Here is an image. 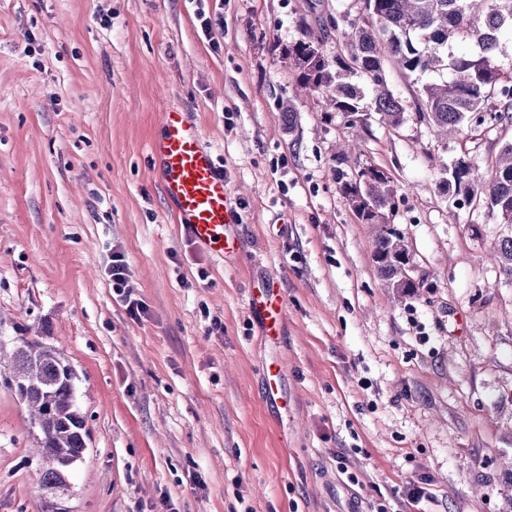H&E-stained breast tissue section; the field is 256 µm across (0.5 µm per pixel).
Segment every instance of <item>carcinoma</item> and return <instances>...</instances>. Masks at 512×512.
Here are the masks:
<instances>
[{"label":"carcinoma","instance_id":"obj_1","mask_svg":"<svg viewBox=\"0 0 512 512\" xmlns=\"http://www.w3.org/2000/svg\"><path fill=\"white\" fill-rule=\"evenodd\" d=\"M358 14L348 19L330 15L322 22L324 35L336 34L340 51L329 56L313 35L282 49L297 72L301 88L318 95L332 112L351 125L365 121L362 89L344 80L360 71L370 80L374 112L391 128L402 124L405 106L389 89L383 70L390 60L400 71L420 75L447 70L449 78L431 81L415 99L418 118L438 136L466 129L512 124V76L495 63L494 52L512 40V0H360ZM468 42L476 51L458 52ZM336 161V184L363 224L375 228L372 260L393 294L412 297L421 280L404 279L413 253L404 234L391 225L397 189L387 173L373 165L356 172ZM438 189L458 205L485 207L488 216L512 228V143L480 165L464 156L444 167ZM499 275L512 282V233L490 246ZM7 384L22 391L38 429V452L50 463L41 485L50 493L69 488L68 468L83 458L87 432L74 379L64 372L61 354L39 340H17L11 354Z\"/></svg>","mask_w":512,"mask_h":512}]
</instances>
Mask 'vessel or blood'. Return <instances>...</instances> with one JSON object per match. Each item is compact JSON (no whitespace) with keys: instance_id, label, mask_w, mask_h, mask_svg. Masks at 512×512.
Instances as JSON below:
<instances>
[{"instance_id":"1","label":"vessel or blood","mask_w":512,"mask_h":512,"mask_svg":"<svg viewBox=\"0 0 512 512\" xmlns=\"http://www.w3.org/2000/svg\"><path fill=\"white\" fill-rule=\"evenodd\" d=\"M161 134L152 144L161 190L179 225L210 252L227 257L238 249L237 216L230 190L212 153L203 145L200 128L187 114L172 108L161 115ZM249 307L265 336H281L285 310L277 285L251 291Z\"/></svg>"}]
</instances>
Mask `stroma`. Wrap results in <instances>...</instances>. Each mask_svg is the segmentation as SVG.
<instances>
[{"instance_id":"1","label":"stroma","mask_w":512,"mask_h":512,"mask_svg":"<svg viewBox=\"0 0 512 512\" xmlns=\"http://www.w3.org/2000/svg\"><path fill=\"white\" fill-rule=\"evenodd\" d=\"M308 2L0 0V340L46 337L87 431L69 492L48 495L38 430L0 376V512H411L423 479V512H512V283L487 258L506 227L435 186L512 126L438 139L413 107L424 77L390 64L400 127L322 112L281 56L317 28ZM169 108L229 183L227 259L178 228L158 183ZM353 139L349 166L398 188L417 297L386 288L374 230L336 188ZM116 250L141 319L112 292ZM266 280L287 305L275 345L248 307ZM273 358L284 408L263 396Z\"/></svg>"}]
</instances>
